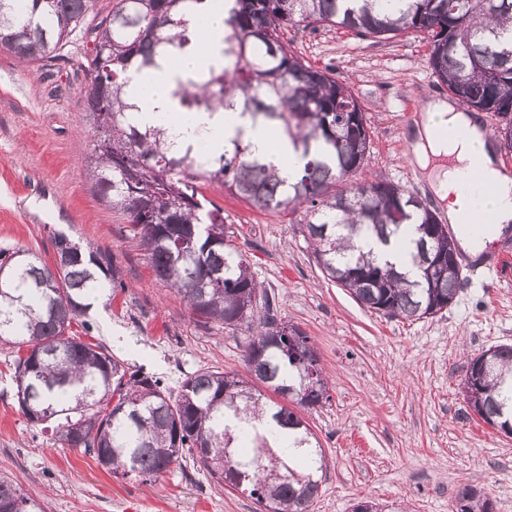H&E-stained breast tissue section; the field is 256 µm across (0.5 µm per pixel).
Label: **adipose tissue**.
Instances as JSON below:
<instances>
[{
	"label": "adipose tissue",
	"mask_w": 512,
	"mask_h": 512,
	"mask_svg": "<svg viewBox=\"0 0 512 512\" xmlns=\"http://www.w3.org/2000/svg\"><path fill=\"white\" fill-rule=\"evenodd\" d=\"M199 25L198 33L205 46L203 52L182 54L176 64L159 61L157 67L132 72L128 84L130 96L139 106L135 120L139 125L156 123L160 115L180 110L173 92L209 67L224 65V3L203 0L191 14ZM248 139L255 153L267 156L275 164H287L296 170L303 164L288 141L271 148L266 133L251 127L240 114H229L223 107L193 109L174 124L179 145L200 146L203 154L223 153L236 135ZM415 163L427 172L438 197L446 201L449 223H456L462 212L474 217L492 216L496 233L512 227V177L503 174L496 163L492 145L472 117L457 111L446 100H431L422 108L419 124L413 132ZM480 164L484 189L463 193L459 177L473 164Z\"/></svg>",
	"instance_id": "obj_1"
}]
</instances>
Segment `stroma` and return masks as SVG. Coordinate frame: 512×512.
I'll list each match as a JSON object with an SVG mask.
<instances>
[{
	"instance_id": "stroma-1",
	"label": "stroma",
	"mask_w": 512,
	"mask_h": 512,
	"mask_svg": "<svg viewBox=\"0 0 512 512\" xmlns=\"http://www.w3.org/2000/svg\"><path fill=\"white\" fill-rule=\"evenodd\" d=\"M117 0H94L82 34L36 62L0 51V254L24 247L46 262L62 233L112 257V298L88 309L90 334L126 367L170 390L200 370L244 373V331L193 315L156 280L128 219L85 177L80 143L90 138L81 88L91 31ZM292 50L335 69L358 98L371 134L365 177L383 176L421 197L438 217L447 207L413 160L411 130L421 107L447 98L423 34L375 40L343 28L285 32ZM224 212L233 244L279 317L310 336L330 399L304 417L325 452L313 512H352L360 499L408 512H451L462 484L484 488L495 512H512V436L476 417L460 391L467 358L512 344V232L485 255L461 256L462 286L448 311L418 321L369 311L325 281L288 213L253 208L215 181L201 187ZM16 348L0 342V476L45 512H259L192 456L158 479L113 476L93 455L61 445L28 422L13 381Z\"/></svg>"
}]
</instances>
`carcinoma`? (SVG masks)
Wrapping results in <instances>:
<instances>
[{
	"mask_svg": "<svg viewBox=\"0 0 512 512\" xmlns=\"http://www.w3.org/2000/svg\"><path fill=\"white\" fill-rule=\"evenodd\" d=\"M202 0H117L94 32L95 53L85 57L84 112L95 130L84 153L86 175L101 198L129 218L134 237L159 281L193 313L234 332L249 333L243 362L266 388L304 409L328 399L327 382L310 338L278 318L260 284L231 243L221 209L207 208L199 183L217 181L261 211L305 209L301 233L323 277L370 311L391 319L435 317L454 302L461 277L427 274L435 255L456 249L438 233L429 205L381 176L353 177L370 156L371 138L361 105L334 71L296 55L282 39L290 26L341 27L387 40L410 31L426 35L428 63L459 103L500 118L501 148L512 153V0H403L399 16L383 0H225L224 58L200 83L175 96L187 109L222 106L253 126L275 128L304 160L295 176L253 154L242 134L224 153L199 158L193 146L166 145L162 129L140 127L136 105L123 99L128 74L194 48L187 9ZM91 0H0V50L37 61L63 48L81 28ZM414 225L412 273L364 250L369 237L387 245ZM0 341L26 353L14 362L19 410L27 421L50 424L69 448L95 454L112 475L156 478L196 452L216 478L248 492L261 512H311L319 496L325 455L306 422L285 405L262 400L251 382L218 370L198 371L178 393L160 378L129 371L101 343L75 335L91 290L115 281L110 255L80 248L49 266L27 248L0 263ZM492 369L470 359L464 379L484 394L482 421L512 435V345L489 347ZM268 414L299 448L285 459L259 433L239 436L224 423ZM19 512L42 504L0 478V503ZM352 512H404L361 499ZM451 512H494L488 493L456 489Z\"/></svg>",
	"mask_w": 512,
	"mask_h": 512,
	"instance_id": "cac0c4a2",
	"label": "carcinoma"
}]
</instances>
